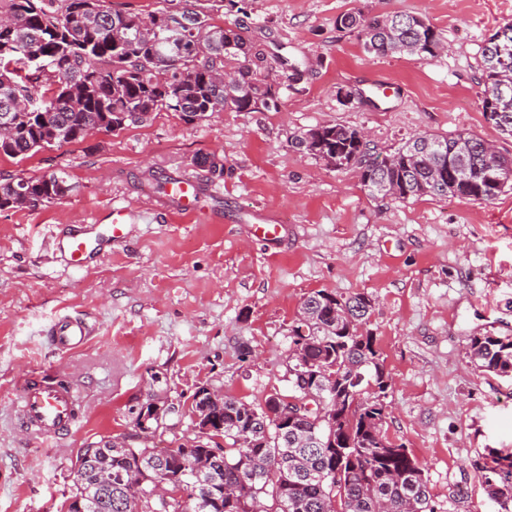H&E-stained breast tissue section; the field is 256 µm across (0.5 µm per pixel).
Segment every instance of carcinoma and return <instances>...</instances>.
I'll return each mask as SVG.
<instances>
[{
  "mask_svg": "<svg viewBox=\"0 0 512 512\" xmlns=\"http://www.w3.org/2000/svg\"><path fill=\"white\" fill-rule=\"evenodd\" d=\"M0 19V117L13 132L0 137V155L28 157L48 144L83 140L96 130L119 132L160 110L202 124L216 112H261L278 107V91L263 75V53L241 31L213 26L206 17L170 0L152 15L153 31L140 32L142 16L107 8L85 23L93 0H3ZM339 30H358L367 53L435 57L441 44L422 16L397 12L370 19L336 18ZM491 34L481 51L482 110L487 121L512 127V65L495 66ZM237 85L229 90L214 73L239 58ZM135 112L143 117L134 120ZM358 130L341 124L310 129L292 147L325 163L355 155L361 184L373 198L400 201L450 195L492 203L512 189V156L496 155L503 182L488 183L484 139L457 132L404 141L388 163L360 148ZM64 173L0 180V210L36 208L70 192ZM373 310L364 292L317 290L304 297L294 325L302 348L289 354L293 399L322 383L323 400L292 423L268 411L288 409L286 396L269 395L259 406L224 396L220 404L193 402V411L224 421L230 447L193 440L167 453L138 442L139 435L104 441L99 457H78L77 478L66 500L86 512H435L424 470L411 451L384 430L388 375L372 333H357ZM468 354L475 367L512 376V340L474 336ZM187 480L193 498L169 503L152 495L157 479ZM488 495L509 512L512 461L482 475Z\"/></svg>",
  "mask_w": 512,
  "mask_h": 512,
  "instance_id": "1",
  "label": "carcinoma"
}]
</instances>
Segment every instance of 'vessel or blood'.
I'll return each instance as SVG.
<instances>
[{
    "mask_svg": "<svg viewBox=\"0 0 512 512\" xmlns=\"http://www.w3.org/2000/svg\"><path fill=\"white\" fill-rule=\"evenodd\" d=\"M65 251L74 266H83L92 253L85 230L67 235ZM92 334L93 328L86 319L70 314L57 316L46 331L51 344L63 354L85 346ZM17 401L31 438L56 439L72 433L78 424L77 400L72 388L44 370L33 368L22 375Z\"/></svg>",
    "mask_w": 512,
    "mask_h": 512,
    "instance_id": "1",
    "label": "vessel or blood"
}]
</instances>
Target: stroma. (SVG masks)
<instances>
[{
	"label": "stroma",
	"mask_w": 512,
	"mask_h": 512,
	"mask_svg": "<svg viewBox=\"0 0 512 512\" xmlns=\"http://www.w3.org/2000/svg\"><path fill=\"white\" fill-rule=\"evenodd\" d=\"M212 25L241 27L278 87L269 112H218L188 125L177 113L100 131L20 160L0 179L64 172L71 190L35 209L0 211V512H60L83 448L136 433L146 406L163 412L154 445L194 436L203 386L249 404L291 394L288 353L310 292L368 293V324L389 376L388 437L422 464L437 512H502L481 469L512 456V377L476 369L471 337L512 339V190L490 204L426 196L375 199L356 168L336 170L291 145L342 124L379 156L425 134L466 131L512 155V137L484 118L478 63L486 38L512 22V0H188ZM421 15L448 50L420 61L364 52L344 13ZM382 74L394 95L366 84ZM352 92L344 100L342 91ZM214 157L221 171L200 165ZM159 179L199 186L196 218ZM127 210L128 237L87 267L69 266L75 225L106 234ZM281 225L256 238V217ZM78 314L97 333L63 355L45 328ZM70 377L83 413L61 440H35L14 401L23 370Z\"/></svg>",
	"instance_id": "stroma-1"
}]
</instances>
